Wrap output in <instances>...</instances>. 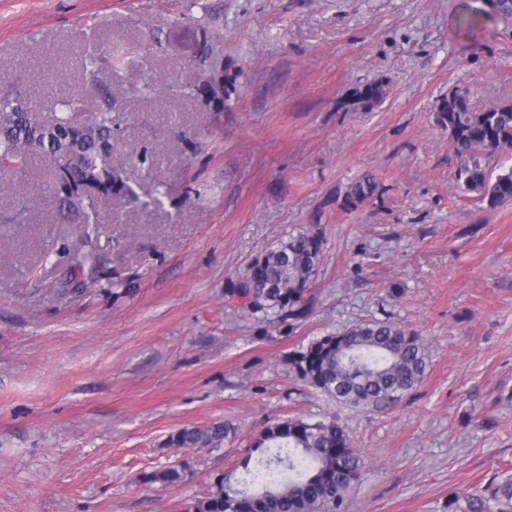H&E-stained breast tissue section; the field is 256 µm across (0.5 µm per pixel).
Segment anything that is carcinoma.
<instances>
[{
    "label": "carcinoma",
    "mask_w": 512,
    "mask_h": 512,
    "mask_svg": "<svg viewBox=\"0 0 512 512\" xmlns=\"http://www.w3.org/2000/svg\"><path fill=\"white\" fill-rule=\"evenodd\" d=\"M512 17V0H496L494 9H478L482 17ZM123 57L112 48L85 50V91L59 100L58 112L45 120L35 102L18 92H0V172L21 173L34 158L50 169L49 192L59 201L62 223L78 217L80 231L70 240L59 235L60 249L71 266L95 277L99 256L98 200L112 195L116 171L112 162V99L101 89V74ZM384 96L373 83L355 92L351 105L369 110ZM436 121L448 131L460 164L455 172L460 195L477 199L487 210L512 203V167L494 173L485 161L512 156V101L477 109L471 90L457 86L438 108ZM375 181L364 176L351 196L374 195ZM30 203L19 195L0 212V224H25ZM323 263L322 240L292 232L247 267L232 292L252 308L290 319L304 317ZM295 378L336 403L377 409L401 401L421 382L429 366L422 337L397 322L369 319L352 328L321 336L288 354ZM234 432L224 421L185 427L171 436L182 448H214ZM254 465L215 478L211 490L190 502L186 512H344L350 491L360 482L364 460L344 425L334 417L286 418L268 423L257 435ZM184 467L173 465L150 481L178 486ZM469 512H512V480L468 496Z\"/></svg>",
    "instance_id": "cac0c4a2"
}]
</instances>
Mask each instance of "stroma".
I'll use <instances>...</instances> for the list:
<instances>
[{
  "instance_id": "obj_1",
  "label": "stroma",
  "mask_w": 512,
  "mask_h": 512,
  "mask_svg": "<svg viewBox=\"0 0 512 512\" xmlns=\"http://www.w3.org/2000/svg\"><path fill=\"white\" fill-rule=\"evenodd\" d=\"M483 0H0V86L43 108L82 87L88 41L133 45L114 72L113 159L93 281L58 252L50 171L0 173V512H186L259 430L335 416L365 461L347 512H468L512 475V204L460 196L437 108L458 85L512 99V19L467 30ZM221 36L219 102L200 52ZM385 98L356 111L359 88ZM377 183L357 201L363 175ZM159 190L127 203L123 186ZM295 229L324 259L307 317L231 288ZM425 340L418 387L350 409L297 382L289 352L369 318ZM220 419L217 448L170 437ZM183 465L178 486L148 475ZM30 203L26 196L18 195L11 208L0 212V224H27Z\"/></svg>"
}]
</instances>
